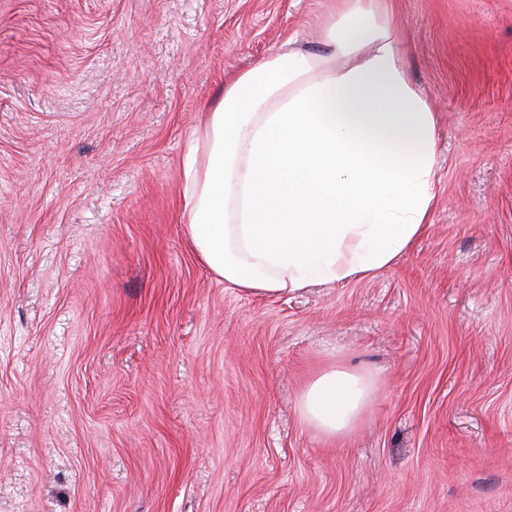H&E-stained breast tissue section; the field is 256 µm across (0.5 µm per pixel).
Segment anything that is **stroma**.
Here are the masks:
<instances>
[{
  "mask_svg": "<svg viewBox=\"0 0 512 512\" xmlns=\"http://www.w3.org/2000/svg\"><path fill=\"white\" fill-rule=\"evenodd\" d=\"M325 0H0V512H512V0H395L435 208L369 279L226 287L182 221L224 86ZM337 358L349 436L296 397ZM377 384L368 373L331 360L303 384L297 398L301 425L325 438L349 434L369 407Z\"/></svg>",
  "mask_w": 512,
  "mask_h": 512,
  "instance_id": "obj_1",
  "label": "stroma"
}]
</instances>
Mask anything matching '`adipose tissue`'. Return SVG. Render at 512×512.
<instances>
[{"instance_id": "obj_1", "label": "adipose tissue", "mask_w": 512, "mask_h": 512, "mask_svg": "<svg viewBox=\"0 0 512 512\" xmlns=\"http://www.w3.org/2000/svg\"><path fill=\"white\" fill-rule=\"evenodd\" d=\"M390 0H338L325 50H282L241 73L184 160V224L225 285L282 295L376 275L434 209L437 116L408 80ZM377 384L330 363L303 384L301 425L349 434Z\"/></svg>"}]
</instances>
